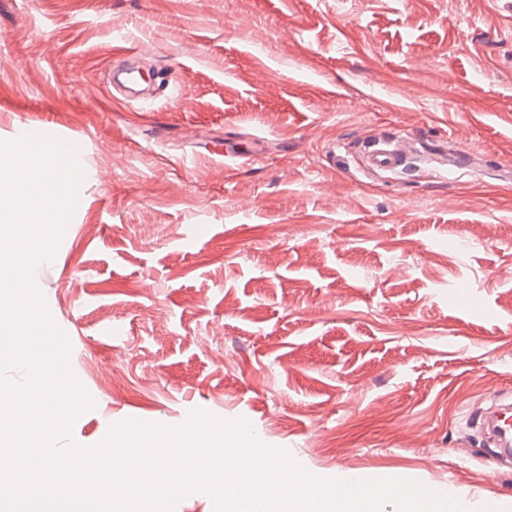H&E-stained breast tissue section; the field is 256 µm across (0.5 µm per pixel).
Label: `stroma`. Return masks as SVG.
<instances>
[{"label":"stroma","instance_id":"1","mask_svg":"<svg viewBox=\"0 0 512 512\" xmlns=\"http://www.w3.org/2000/svg\"><path fill=\"white\" fill-rule=\"evenodd\" d=\"M119 45L154 99L108 92ZM0 56V140L55 125L108 174L38 267L78 444L209 409L315 476L512 512L468 429L512 397V0H0ZM383 133L414 140L394 173L364 165ZM227 137L259 161L201 156Z\"/></svg>","mask_w":512,"mask_h":512}]
</instances>
